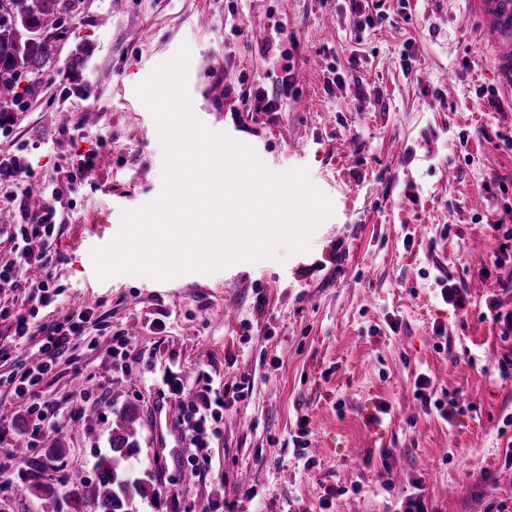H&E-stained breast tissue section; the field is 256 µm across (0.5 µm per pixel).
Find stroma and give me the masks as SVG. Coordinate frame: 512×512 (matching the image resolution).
<instances>
[{"label": "stroma", "instance_id": "stroma-1", "mask_svg": "<svg viewBox=\"0 0 512 512\" xmlns=\"http://www.w3.org/2000/svg\"><path fill=\"white\" fill-rule=\"evenodd\" d=\"M372 2L383 19L361 32L346 0H80L43 94L0 114V163L27 158L32 180L59 190L47 263L57 305L38 308L28 281L0 284V304L37 309L42 322L84 307L92 292L97 320L41 384L40 401L58 409L61 425L31 435L27 401L2 393L1 448L60 449L63 474L91 481L116 413L134 408L129 465L153 474L157 492L136 499V512H202L212 499L224 512H317L339 486L348 493L331 512H402L418 486L436 512L499 503L512 512V374L498 370L512 339L502 340L487 309L494 299L512 309V252L502 266L487 263L501 225L512 226V194L484 190L512 184V148L502 142L512 137V86L498 78L464 0H409L407 14L400 0ZM79 44L90 55L74 74ZM183 46L194 112L253 144L271 170L306 169L333 214L308 251L281 262L99 278L92 250L117 236L123 211L162 190L156 123L136 88ZM288 68L306 111L236 112L224 97L228 83L274 88ZM332 71L340 81L325 85ZM482 86L496 90L498 106L476 97ZM91 150L112 157L94 181L80 169ZM446 275L464 308L442 302L436 280ZM123 333L129 358L108 360L110 337ZM170 370L195 394L211 381L249 388L217 423L201 478L180 449L152 436L160 413L178 414L162 395ZM421 372L435 391L461 398L452 422L416 400ZM83 388L92 401L80 399ZM83 411L94 430L79 421ZM26 470L14 464L0 496L9 512H45Z\"/></svg>", "mask_w": 512, "mask_h": 512}]
</instances>
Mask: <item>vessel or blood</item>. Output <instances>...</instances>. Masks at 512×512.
Segmentation results:
<instances>
[{"label": "vessel or blood", "mask_w": 512, "mask_h": 512, "mask_svg": "<svg viewBox=\"0 0 512 512\" xmlns=\"http://www.w3.org/2000/svg\"><path fill=\"white\" fill-rule=\"evenodd\" d=\"M506 84L512 85V0H468Z\"/></svg>", "instance_id": "1"}]
</instances>
